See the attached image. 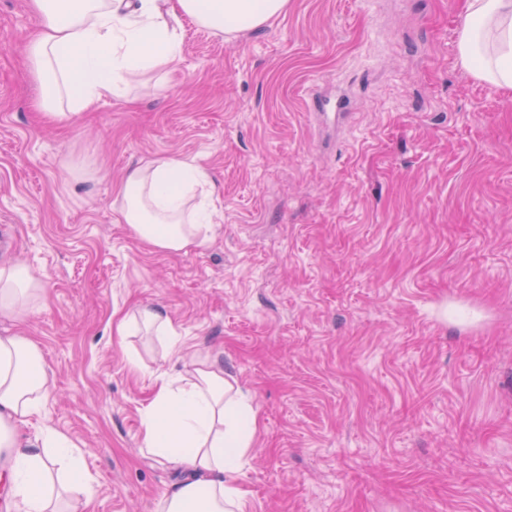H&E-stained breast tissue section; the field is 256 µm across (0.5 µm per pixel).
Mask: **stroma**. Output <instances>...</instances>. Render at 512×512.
Returning a JSON list of instances; mask_svg holds the SVG:
<instances>
[{"mask_svg":"<svg viewBox=\"0 0 512 512\" xmlns=\"http://www.w3.org/2000/svg\"><path fill=\"white\" fill-rule=\"evenodd\" d=\"M464 23L463 0H290L232 38L186 17L158 89L51 123L30 0H0V259L46 284L0 335L41 352L88 512H159L185 479L142 412L204 355L258 412L246 512H512V91L458 63ZM169 156L214 184L180 253L115 205ZM139 305L180 351L116 334ZM138 318L146 325L156 329L157 335L166 338L169 348L172 350L178 347L180 336L168 317L152 308H144L138 311Z\"/></svg>","mask_w":512,"mask_h":512,"instance_id":"stroma-1","label":"stroma"}]
</instances>
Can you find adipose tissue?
Listing matches in <instances>:
<instances>
[{
    "label": "adipose tissue",
    "instance_id": "adipose-tissue-1",
    "mask_svg": "<svg viewBox=\"0 0 512 512\" xmlns=\"http://www.w3.org/2000/svg\"><path fill=\"white\" fill-rule=\"evenodd\" d=\"M37 31L28 63L40 87L39 106L56 122L78 115L103 96L123 97L127 79L180 60L181 20L236 35L288 11L289 0H30ZM461 65L490 86L512 90V0H466L457 39ZM200 166L165 157L129 171L120 212L144 243L166 252L207 244L197 187L211 185ZM45 295L41 276L0 265V311L16 316ZM49 397L38 347L27 337L0 336V480L10 512H87L93 478L74 442L43 423ZM34 427L24 437L20 427ZM258 429L250 398L216 361L198 360L182 384L164 381L143 410L145 451L190 471L165 494L161 512H245L235 479Z\"/></svg>",
    "mask_w": 512,
    "mask_h": 512
}]
</instances>
